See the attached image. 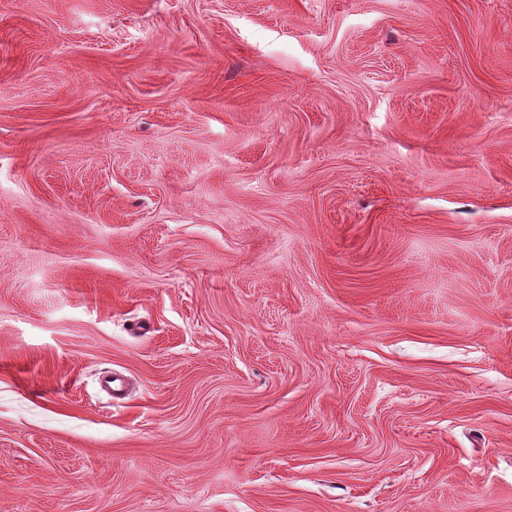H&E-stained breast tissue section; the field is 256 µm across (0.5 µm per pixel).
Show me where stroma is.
Masks as SVG:
<instances>
[{"label":"stroma","instance_id":"35a3bbf8","mask_svg":"<svg viewBox=\"0 0 512 512\" xmlns=\"http://www.w3.org/2000/svg\"><path fill=\"white\" fill-rule=\"evenodd\" d=\"M0 512H512V0H0Z\"/></svg>","mask_w":512,"mask_h":512}]
</instances>
